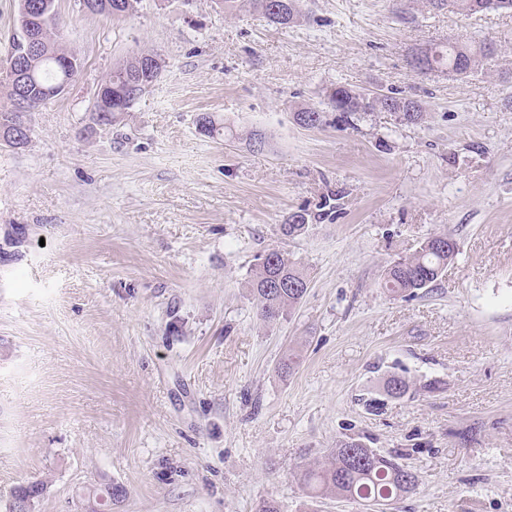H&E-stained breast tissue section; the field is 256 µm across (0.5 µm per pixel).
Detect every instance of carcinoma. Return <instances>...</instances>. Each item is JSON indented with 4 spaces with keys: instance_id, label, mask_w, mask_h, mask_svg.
I'll return each mask as SVG.
<instances>
[{
    "instance_id": "carcinoma-1",
    "label": "carcinoma",
    "mask_w": 512,
    "mask_h": 512,
    "mask_svg": "<svg viewBox=\"0 0 512 512\" xmlns=\"http://www.w3.org/2000/svg\"><path fill=\"white\" fill-rule=\"evenodd\" d=\"M275 0H255L266 18L273 24L287 26L299 16L297 0H285L286 16L271 12ZM429 7L442 9L452 7L465 15L486 11H512V0H427ZM44 57L31 67L32 86L52 91L57 85L70 83L74 77L66 71L62 60L74 55L67 48L57 29L55 20L47 21L44 30ZM493 47L484 45L474 52L467 45L450 42L425 51L424 58L416 60L420 73L427 74L436 69L447 70L457 76H465L474 69L477 56L492 55ZM153 52L139 51L129 56L104 77L100 85L117 88L123 82L124 72L143 56ZM0 94L6 103L0 104V122L14 125H28L30 118L24 112L16 111L17 100L13 90L0 84ZM324 104L335 113V123L355 126V122L370 112H392L400 122L415 125L423 121L425 110L422 103L398 92L361 93L344 85L329 87L324 93ZM295 121L308 128L326 123L325 111L315 107H303L294 112ZM311 215L307 212H291L280 225L285 237L304 234ZM457 254V245L446 235H431L423 239L413 253L401 256L388 265L381 273V287L393 295L415 297L419 292L433 287L448 270ZM251 295L256 302V314L264 322L272 323L285 314L291 313L306 295L310 279L297 265L281 251L270 249L257 258L250 270L247 281ZM409 392L406 379L391 375L385 382V395L401 398ZM299 481L315 497H336L358 503L363 509L381 502H391L403 495L416 491L418 477L407 465L399 462L397 455H384L370 448L362 437L348 436L339 440L329 452L328 465L313 469L299 467ZM112 492V500L125 498L126 489L109 485L101 492H94L83 500L84 512H100L97 497Z\"/></svg>"
}]
</instances>
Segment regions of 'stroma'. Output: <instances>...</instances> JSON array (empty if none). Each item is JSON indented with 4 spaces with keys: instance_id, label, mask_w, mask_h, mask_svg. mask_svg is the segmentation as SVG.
<instances>
[{
    "instance_id": "35a3bbf8",
    "label": "stroma",
    "mask_w": 512,
    "mask_h": 512,
    "mask_svg": "<svg viewBox=\"0 0 512 512\" xmlns=\"http://www.w3.org/2000/svg\"><path fill=\"white\" fill-rule=\"evenodd\" d=\"M300 8L282 27L252 0H141L119 20L56 0L81 71L33 112L28 148L0 146L1 500L42 480L33 512H79L112 483L127 491L112 512H255L266 497L357 512L296 478L355 433L418 476L392 512H512V12ZM448 41L497 52L464 77L413 71ZM139 50L160 76L95 125L98 83ZM333 84L401 91L427 117L298 125ZM203 114L220 135L198 133ZM300 209L308 232L283 237ZM432 234L459 248L436 286L380 288ZM272 248L311 284L268 325L246 281ZM391 374L408 395L368 412Z\"/></svg>"
}]
</instances>
